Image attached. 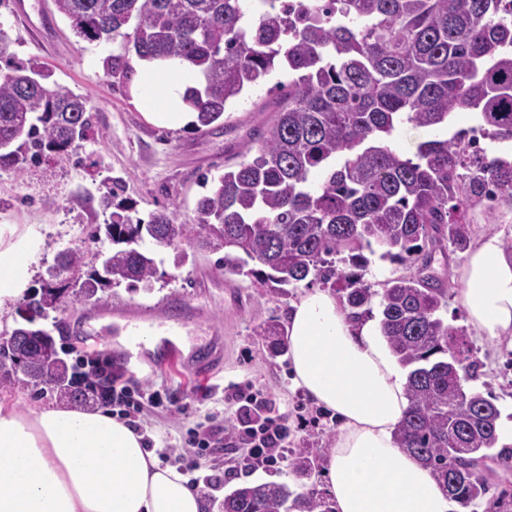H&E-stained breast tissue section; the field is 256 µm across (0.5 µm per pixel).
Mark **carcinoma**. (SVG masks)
<instances>
[{"mask_svg":"<svg viewBox=\"0 0 512 512\" xmlns=\"http://www.w3.org/2000/svg\"><path fill=\"white\" fill-rule=\"evenodd\" d=\"M55 0L78 37H120L139 59L188 63L204 79L191 93L197 129L280 66L294 78L278 84L274 119L257 156L224 169L197 203L195 223L163 206L148 221L118 199L100 198L109 220L94 239L109 245L108 268L90 271L85 300L122 283L152 290L158 256L182 259V245L224 252V272L280 291L308 278L343 299L349 317L372 314L407 370L409 407L395 432L400 448L430 470L448 496L469 508L512 512V491L492 486L481 462L512 471V448L497 447L500 410L469 389L481 375L464 329L441 316L445 284L426 273L433 250L462 251L475 209L500 223L488 189L512 211V162L486 151L469 155L458 137L426 140L405 156L391 145L397 127H444L455 111L475 110L493 142L512 143V0H310L294 16L278 0ZM0 69V170L21 172L40 159L63 161L90 127L86 98L50 81L32 62ZM369 254H364V251ZM415 271L388 280L382 293L366 280L369 256ZM62 289H33L21 305L55 310ZM23 322L0 336V366L18 367L78 408L101 402L105 380L61 357L56 341L26 339ZM274 353L285 348L275 320L254 330ZM498 448L493 455L487 451ZM288 467L309 478L319 459L297 448ZM224 512H333L307 486L243 484L224 496Z\"/></svg>","mask_w":512,"mask_h":512,"instance_id":"cac0c4a2","label":"carcinoma"}]
</instances>
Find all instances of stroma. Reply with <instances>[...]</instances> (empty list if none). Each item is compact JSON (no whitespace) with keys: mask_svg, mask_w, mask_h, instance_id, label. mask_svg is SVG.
<instances>
[{"mask_svg":"<svg viewBox=\"0 0 512 512\" xmlns=\"http://www.w3.org/2000/svg\"><path fill=\"white\" fill-rule=\"evenodd\" d=\"M0 29L8 35L9 55L37 60L51 70L54 81L86 97L91 122L86 139L68 160H44L20 173L0 171V225H16L40 243L29 266L32 289L41 286L65 248L82 247L86 265H99L101 245L91 233L109 216L99 203L106 187L117 186L140 218L172 203L180 220L193 221L198 199L208 192L204 179H217L225 164L238 162L240 154L256 155L258 132L272 118L275 85L288 79L284 71L260 79L226 109L211 131L190 125L160 127L146 115L133 81L108 72L113 57H124L131 65L136 62L122 39L82 40L70 20L56 11L53 0H13L11 9L0 8ZM76 194L88 198L86 208L71 206ZM184 250L188 258L179 266L174 265L172 253H163L150 292L121 285L96 303L79 295L77 272L66 273L62 286L68 304L56 314L58 347L67 351L72 363L81 356L113 361L120 356L130 327L140 325L157 337H178L187 350L210 345L221 351L222 365L206 377L192 372L180 356L152 366L154 354L147 348L131 359L130 378L170 394L162 406L146 408L137 419L154 450L181 447L190 423L206 416L233 419L235 408L226 401L225 390L248 381L267 397L274 414L287 415L290 447L303 444L324 455L336 436L335 420L293 388L286 355L270 354L253 334L270 318L287 322L292 303L319 288V281L301 282L282 295L247 277L226 274L220 253L189 244ZM468 338L483 364L472 388L493 398L502 417L511 420L512 349L473 330ZM246 457V451L227 446L209 449L200 473L223 477L220 486L208 491L212 504H222L225 494L243 483L285 484L300 490L302 479L287 465L254 469L246 464ZM230 468L235 469V477H225Z\"/></svg>","mask_w":512,"mask_h":512,"instance_id":"obj_1","label":"stroma"}]
</instances>
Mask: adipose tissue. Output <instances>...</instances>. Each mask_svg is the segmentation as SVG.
Here are the masks:
<instances>
[{"mask_svg": "<svg viewBox=\"0 0 512 512\" xmlns=\"http://www.w3.org/2000/svg\"><path fill=\"white\" fill-rule=\"evenodd\" d=\"M141 100L151 119L182 127L197 114L185 102L197 71L139 61ZM37 240L0 227V307L22 297ZM457 299L470 325L512 338V255L480 240L457 268ZM293 383L338 423L324 476L335 512H459L457 503L394 433L409 402L406 372L372 321H350L335 295L313 290L288 316ZM206 490L160 466L145 435L111 415L60 404L22 412L0 400V512H209Z\"/></svg>", "mask_w": 512, "mask_h": 512, "instance_id": "obj_1", "label": "adipose tissue"}]
</instances>
